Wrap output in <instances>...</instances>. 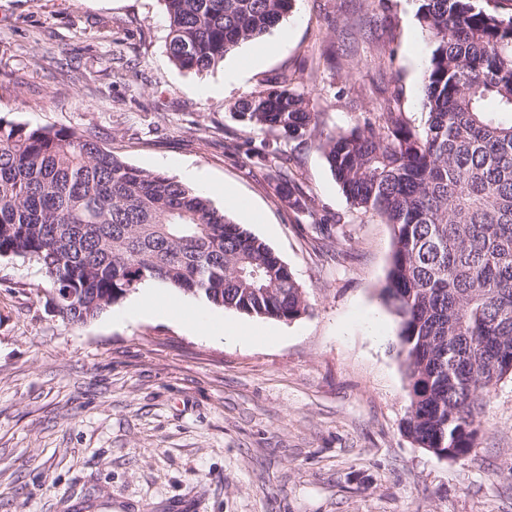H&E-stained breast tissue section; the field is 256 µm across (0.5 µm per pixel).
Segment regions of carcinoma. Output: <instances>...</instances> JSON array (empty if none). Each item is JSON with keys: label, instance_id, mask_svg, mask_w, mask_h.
Listing matches in <instances>:
<instances>
[{"label": "carcinoma", "instance_id": "1", "mask_svg": "<svg viewBox=\"0 0 512 512\" xmlns=\"http://www.w3.org/2000/svg\"><path fill=\"white\" fill-rule=\"evenodd\" d=\"M166 53L204 72L276 27L294 0H162ZM431 46L416 132L387 106L324 133L289 83L234 106L253 129L312 136L347 200L393 229L383 300L398 318L404 432L441 457L476 447L483 400L512 363V12L419 0ZM0 257L40 266L58 314L83 325L148 283L248 315L293 320L288 266L211 199L121 160L92 130L0 116Z\"/></svg>", "mask_w": 512, "mask_h": 512}]
</instances>
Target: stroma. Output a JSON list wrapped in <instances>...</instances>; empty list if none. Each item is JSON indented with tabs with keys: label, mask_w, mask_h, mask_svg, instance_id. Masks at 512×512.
<instances>
[{
	"label": "stroma",
	"mask_w": 512,
	"mask_h": 512,
	"mask_svg": "<svg viewBox=\"0 0 512 512\" xmlns=\"http://www.w3.org/2000/svg\"><path fill=\"white\" fill-rule=\"evenodd\" d=\"M415 0H294L203 73L170 63L162 0H0V116L99 132L125 162L181 164L235 188L247 229L308 302L285 321L211 307L254 338L205 341L184 320L67 325L39 266L0 258V512H512V379L470 455L403 432L398 320L384 303L393 229L353 209L313 138L249 128L234 104L288 74L345 130L391 104L423 128L430 52ZM248 64L224 90V68ZM288 152L276 178L245 158ZM314 197L299 212L289 195ZM338 225L327 237L320 225Z\"/></svg>",
	"instance_id": "obj_1"
}]
</instances>
